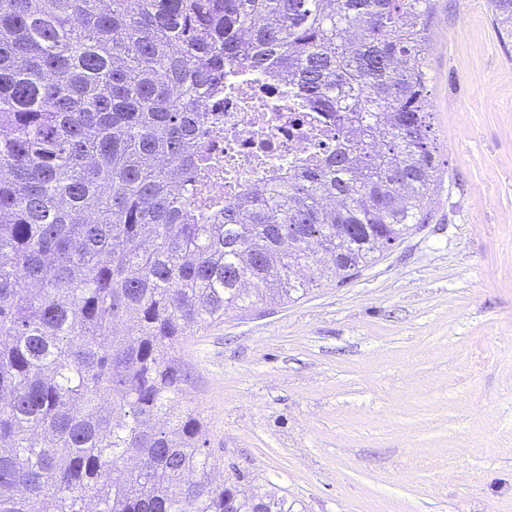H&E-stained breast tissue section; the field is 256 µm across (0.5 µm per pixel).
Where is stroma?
<instances>
[{"label": "stroma", "instance_id": "35a3bbf8", "mask_svg": "<svg viewBox=\"0 0 512 512\" xmlns=\"http://www.w3.org/2000/svg\"><path fill=\"white\" fill-rule=\"evenodd\" d=\"M426 220L183 348L220 471L296 512H512V37L434 0Z\"/></svg>", "mask_w": 512, "mask_h": 512}]
</instances>
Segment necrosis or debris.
<instances>
[{
  "label": "necrosis or debris",
  "mask_w": 512,
  "mask_h": 512,
  "mask_svg": "<svg viewBox=\"0 0 512 512\" xmlns=\"http://www.w3.org/2000/svg\"><path fill=\"white\" fill-rule=\"evenodd\" d=\"M230 82L232 92L204 100L207 118L197 131L193 176L183 188L205 224L257 180L274 184L319 164L339 138L335 113L308 111L288 82L244 72Z\"/></svg>",
  "instance_id": "obj_1"
}]
</instances>
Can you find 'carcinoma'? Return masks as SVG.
I'll use <instances>...</instances> for the list:
<instances>
[{
  "label": "carcinoma",
  "mask_w": 512,
  "mask_h": 512,
  "mask_svg": "<svg viewBox=\"0 0 512 512\" xmlns=\"http://www.w3.org/2000/svg\"><path fill=\"white\" fill-rule=\"evenodd\" d=\"M512 31V0H489ZM432 0H0V512H294L217 484L178 345L422 220ZM291 77L342 142L195 223L202 89Z\"/></svg>",
  "instance_id": "1"
}]
</instances>
